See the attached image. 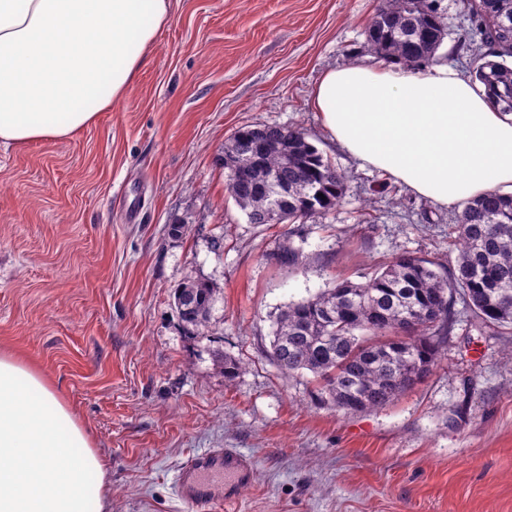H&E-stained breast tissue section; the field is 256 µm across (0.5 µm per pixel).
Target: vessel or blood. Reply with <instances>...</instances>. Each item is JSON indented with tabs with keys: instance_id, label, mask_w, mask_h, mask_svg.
I'll return each mask as SVG.
<instances>
[{
	"instance_id": "obj_1",
	"label": "vessel or blood",
	"mask_w": 512,
	"mask_h": 512,
	"mask_svg": "<svg viewBox=\"0 0 512 512\" xmlns=\"http://www.w3.org/2000/svg\"><path fill=\"white\" fill-rule=\"evenodd\" d=\"M253 462L233 448H211L193 455L181 467L177 491L194 512L230 503L239 484L253 476Z\"/></svg>"
}]
</instances>
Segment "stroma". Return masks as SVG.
<instances>
[{
  "label": "stroma",
  "mask_w": 512,
  "mask_h": 512,
  "mask_svg": "<svg viewBox=\"0 0 512 512\" xmlns=\"http://www.w3.org/2000/svg\"><path fill=\"white\" fill-rule=\"evenodd\" d=\"M379 0H168L170 22L124 98L72 137L0 144V351L36 367L109 462L111 512H188L176 475L192 453L254 462L227 512H512V336L465 308L424 382L348 414L311 374L269 356L290 303L410 253L454 260L442 206L361 167L311 106L330 69L383 66L366 44ZM441 63L468 23L439 0ZM280 124L346 177L344 199L295 224H251L218 165L241 127ZM173 224L186 232L175 238ZM300 254L282 266L283 241ZM216 290L210 328L184 335L182 283ZM241 364L224 379L217 354Z\"/></svg>",
  "instance_id": "1"
}]
</instances>
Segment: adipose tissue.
Wrapping results in <instances>:
<instances>
[{"label": "adipose tissue", "mask_w": 512, "mask_h": 512, "mask_svg": "<svg viewBox=\"0 0 512 512\" xmlns=\"http://www.w3.org/2000/svg\"><path fill=\"white\" fill-rule=\"evenodd\" d=\"M167 0H0V144L73 136L126 94ZM311 104L363 166L442 206L512 190V113L437 64L328 70ZM108 463L43 375L0 353V512H108Z\"/></svg>", "instance_id": "obj_1"}]
</instances>
